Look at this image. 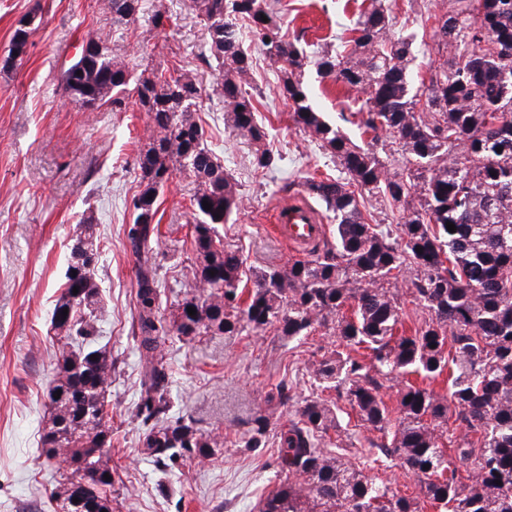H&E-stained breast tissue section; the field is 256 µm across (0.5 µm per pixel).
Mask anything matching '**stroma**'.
Wrapping results in <instances>:
<instances>
[{
  "mask_svg": "<svg viewBox=\"0 0 512 512\" xmlns=\"http://www.w3.org/2000/svg\"><path fill=\"white\" fill-rule=\"evenodd\" d=\"M289 39L317 47L336 42L354 26V0H273ZM39 12L21 63L9 67L13 33L21 19ZM167 17L154 24L156 13ZM244 45L257 59L249 79L260 96L259 115L268 143L279 153L276 168L258 170L254 148L224 123V105L213 72L204 63L208 32L191 0H143L134 23L118 25L105 0H0V512H55L51 493L60 479L38 451L55 375L57 337L51 328L56 301L71 261L74 231L93 224L100 261L95 281L108 311L100 341L112 351V512H258L278 479L277 450L244 442L253 420L287 423L301 401L315 396L308 366L329 346L324 330L293 344L273 335L211 334L173 339L167 345L172 416L191 418L223 443L205 462L159 467L141 451L145 427L135 415L145 358L131 335L137 259L124 230L139 191L136 157L149 134L146 112L88 110L57 90L60 69L90 39L130 66L133 77L179 69L196 77L207 146L239 185L242 204L218 231L240 252L247 269L287 266L295 256L267 230L273 207L305 193L309 179L335 174L336 165L301 126L276 91L277 76L248 27ZM305 78L330 124L357 111L363 93ZM193 180L175 173L159 195L154 260L166 290H180L192 257ZM292 398H269L277 385Z\"/></svg>",
  "mask_w": 512,
  "mask_h": 512,
  "instance_id": "35a3bbf8",
  "label": "stroma"
}]
</instances>
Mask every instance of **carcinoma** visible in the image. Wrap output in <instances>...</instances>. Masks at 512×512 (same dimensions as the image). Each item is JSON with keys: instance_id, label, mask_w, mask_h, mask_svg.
<instances>
[{"instance_id": "1", "label": "carcinoma", "mask_w": 512, "mask_h": 512, "mask_svg": "<svg viewBox=\"0 0 512 512\" xmlns=\"http://www.w3.org/2000/svg\"><path fill=\"white\" fill-rule=\"evenodd\" d=\"M191 2L207 27L204 62L218 71L225 121L255 147V167L269 169L277 158L265 148L268 129L245 89L255 61L237 31L238 21L250 24L276 65L279 96L340 167L336 178L307 181L308 194L332 214L336 230L320 256L257 271L247 288L242 258L218 237L217 225L238 210L240 193L206 144L196 79L160 71L135 80L128 66L97 51L79 71L58 77L65 97L114 112L133 105L150 119L137 157L142 189L126 233L138 260L132 334L147 357L137 404L138 418L150 426L143 453L173 467L202 462L219 446L218 436L169 417L168 336L271 330L293 342L330 328L336 340L308 367L322 395L305 400L273 435L269 418L259 416L245 441L258 448L270 435L278 448V485L259 512H512V0H448L438 11L425 0L433 25L422 28L421 38L433 42L443 62L418 83L411 68L416 35L396 29L385 0H362L355 26L337 37L336 48L315 57L286 38L283 15L269 0ZM105 7L112 21L130 24L142 0H106ZM31 32L21 21L13 47L25 51ZM309 66L321 83L368 90L364 107L353 113L356 135L326 122L314 107L304 81ZM364 135L371 139L361 146L356 137ZM397 155L406 163L393 171ZM177 170L194 178L191 245L198 259L177 302L178 325L161 312L151 262L158 196ZM365 195L399 212V238L367 222ZM205 201L211 209L203 208ZM88 253L99 254V247L92 224L84 223L75 230L52 316L57 373L40 433L46 460L79 475L59 483L60 512H112V482L104 479L112 458L101 452L112 445V352L96 334L106 310L96 265L79 260ZM400 282L411 286L410 312L392 292ZM420 310L427 317L413 321L411 334L395 335ZM442 376L445 393L432 387ZM391 377L405 380L395 417L380 395L381 380ZM341 400L386 441L332 440L330 432L341 427ZM445 437L455 448H446ZM349 454L365 463L398 461L414 491L365 474Z\"/></svg>"}]
</instances>
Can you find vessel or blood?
<instances>
[{
    "mask_svg": "<svg viewBox=\"0 0 512 512\" xmlns=\"http://www.w3.org/2000/svg\"><path fill=\"white\" fill-rule=\"evenodd\" d=\"M271 219V236L300 255L312 250L326 234L317 212L300 199L279 206Z\"/></svg>",
    "mask_w": 512,
    "mask_h": 512,
    "instance_id": "obj_1",
    "label": "vessel or blood"
}]
</instances>
